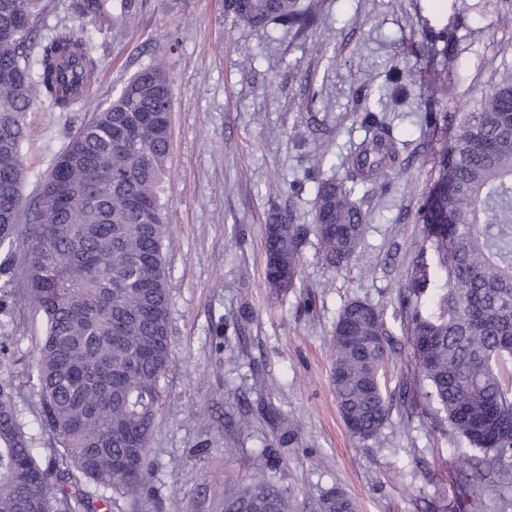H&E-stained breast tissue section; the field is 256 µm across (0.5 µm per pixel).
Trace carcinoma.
Wrapping results in <instances>:
<instances>
[{"label": "carcinoma", "instance_id": "obj_1", "mask_svg": "<svg viewBox=\"0 0 512 512\" xmlns=\"http://www.w3.org/2000/svg\"><path fill=\"white\" fill-rule=\"evenodd\" d=\"M41 0H0V249L12 253L16 217L31 240L21 261L27 291L45 332L29 372L40 426L60 448L41 460L16 400L0 381V512L112 510L151 472L147 448L170 358L169 239L161 194L171 138L173 87L160 63L136 72L119 95L84 121L39 183L22 194L26 118L38 101L73 112L76 88L91 84L99 61L85 33L62 25L36 39ZM79 11L112 27L133 18L138 0H77ZM239 24L281 22L303 33L314 9L301 0H224ZM434 81L425 120L443 131L438 176L418 211L422 244L397 300L420 395L451 432L482 456L483 476H508L512 458V73L501 76L470 112H437ZM368 135L346 177H316L314 224L274 212L265 225V281L277 293L302 282V246L317 238L324 262L348 265L366 230L354 185L387 190L408 178L398 141L365 109ZM332 339V384L352 436L364 442L389 421L382 389L389 335L375 306L352 300L340 309ZM233 512H288L265 477L224 491ZM319 512H358L333 489Z\"/></svg>", "mask_w": 512, "mask_h": 512}]
</instances>
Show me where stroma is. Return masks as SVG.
Segmentation results:
<instances>
[{
	"label": "stroma",
	"mask_w": 512,
	"mask_h": 512,
	"mask_svg": "<svg viewBox=\"0 0 512 512\" xmlns=\"http://www.w3.org/2000/svg\"><path fill=\"white\" fill-rule=\"evenodd\" d=\"M75 2L46 0L37 36L82 28L99 71L79 111L39 102L29 113L25 196L69 134L137 71L159 60L173 83L162 194L171 359L149 447L153 472L112 512H224L225 487L250 483L264 448L267 475L292 512H317L335 487L360 512H456L474 449L419 401L412 419L392 408L378 437L358 443L336 405L331 339L344 303L374 305L391 334L388 394L412 378L397 292L422 241L417 211L435 175L426 80L437 69L447 75L448 111L476 106L483 88L512 71V0H312L315 22L301 34L240 25L224 0H142L134 22L109 28L80 17ZM444 28L447 46L431 48ZM368 106L403 141L409 179L385 192L356 186L368 230L351 263L328 267L307 236L302 287L276 297L265 283L264 227L277 209L312 224L313 177H344ZM25 247L21 237L12 253L0 250V283L14 288L0 312L9 324L0 358L36 426L28 372L43 323L21 274ZM291 421L297 429L280 444Z\"/></svg>",
	"instance_id": "obj_1"
}]
</instances>
